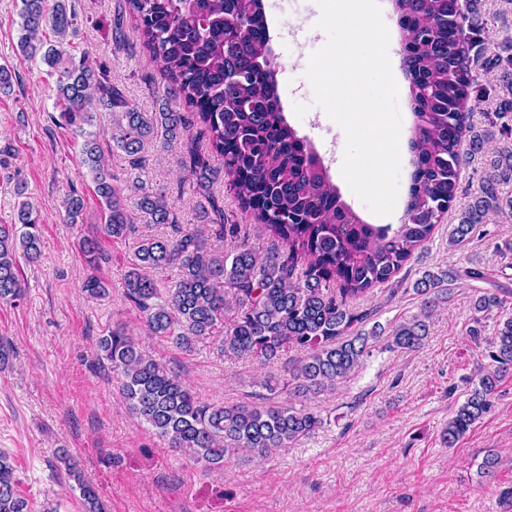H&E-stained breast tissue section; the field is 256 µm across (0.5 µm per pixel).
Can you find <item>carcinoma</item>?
<instances>
[{"instance_id":"1","label":"carcinoma","mask_w":512,"mask_h":512,"mask_svg":"<svg viewBox=\"0 0 512 512\" xmlns=\"http://www.w3.org/2000/svg\"><path fill=\"white\" fill-rule=\"evenodd\" d=\"M475 0H394L403 47V63L413 105V172L404 222L369 224L341 198L319 155L289 125L277 95L269 33L262 0H125L139 21L140 38L159 65L172 96L190 111L208 134L201 150L187 137L189 121L168 105L147 115L112 85L106 69L75 59L68 36L76 33L77 15L65 0H22L17 47L40 57L57 75L56 98L64 125L86 136L82 164L90 171L100 198L102 233L125 241L135 220L169 224L173 235H142L133 242L125 275L126 298L141 313L151 335L191 352L222 333L221 349L235 357L274 360L289 349L304 353L292 370L295 392L317 396L347 379L384 333L380 324L365 325L370 313L351 302L388 283L431 239L435 227L455 204L465 162L463 146L480 152L499 133H480L469 122L471 102L488 94L478 81L471 52L485 45ZM497 48L485 56L489 66L512 67V25ZM51 31L54 39L44 36ZM497 116L512 114V85L495 93ZM112 114L108 138L136 172L128 197L101 150L97 136L86 133L96 109ZM169 147L180 141L184 165L201 197L197 224H179L165 199L138 175L147 141ZM224 160V173L241 210L264 226L279 247L260 257L239 224L224 223V208L209 192L218 175L211 161ZM473 202L463 207L450 243L475 233L491 212L512 219V196L499 186L512 180V147L496 152ZM133 205H128V199ZM83 199L65 197L71 224L83 222ZM16 224L0 225V300L24 295L19 259L35 262L41 254L40 215L25 200ZM230 250L211 248L204 229ZM92 268L101 259L100 240L80 245ZM171 268L175 281L162 287L147 271ZM448 272L426 271L414 283L423 297L421 313L397 324L388 336L390 350H416L427 337L429 320L440 301ZM91 298L107 294L91 275L83 283ZM503 308L491 291L473 299L469 336L485 343L491 368L471 381L464 401L448 419L442 438L454 446L492 408L499 383L512 371V315L495 320L494 336L484 337V321ZM98 348L119 376L129 409L168 447L210 467L224 465L240 449L264 454L286 448L323 424L318 414L293 405L206 404L179 375L143 352L123 330L101 337ZM79 490L83 512H105L96 487L78 464L64 458ZM11 457L0 452V512H28L18 493Z\"/></svg>"}]
</instances>
